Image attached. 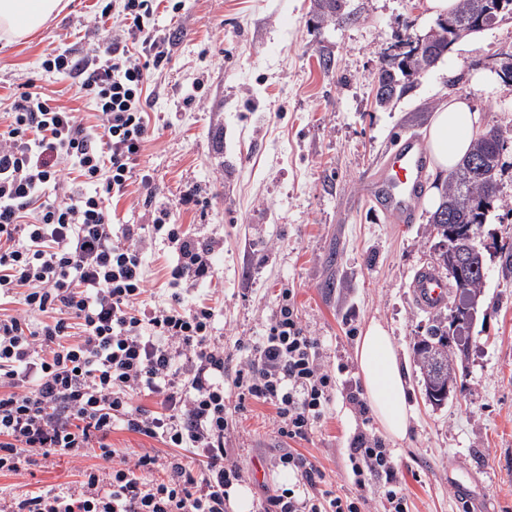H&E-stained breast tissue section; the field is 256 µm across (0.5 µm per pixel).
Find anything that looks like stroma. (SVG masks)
<instances>
[{
    "instance_id": "obj_1",
    "label": "stroma",
    "mask_w": 512,
    "mask_h": 512,
    "mask_svg": "<svg viewBox=\"0 0 512 512\" xmlns=\"http://www.w3.org/2000/svg\"><path fill=\"white\" fill-rule=\"evenodd\" d=\"M95 0H67L46 27L22 42L0 38V115L18 85L33 83L58 105L94 123V105L70 82L46 72L53 49L90 51L105 34L75 32ZM352 20L316 26L313 0H169L151 21L169 35L170 62L149 99L158 120L135 167L151 193L134 189L111 201L115 232L151 223L168 209L173 223L202 239L224 242L203 295L214 307L215 335L224 339L232 382L237 339L262 335L277 297L294 293L303 327L322 341L320 361L336 380L335 399L308 439L289 442L274 431L270 406L230 411L226 439L244 468L253 502L265 488L307 489L277 470L284 449L304 454L323 475L322 489L356 491L347 448L362 422L349 401L365 388L354 349L361 329L382 323L393 336L414 409L403 441L384 439L396 464L408 512H512V82L496 79L474 90L472 77L493 71L512 54V17L451 46L411 89L385 107L375 102L374 76L388 61L395 36L427 34L436 21L423 0H348ZM332 51V71L319 65ZM196 92L203 106L186 104ZM472 96L485 126H498L503 168L497 200L480 232L488 279L457 371V390L439 409L425 401L413 360L431 313L410 293L416 273L432 266L430 211L416 202V220L400 224L361 190L400 136H425L435 109L449 96ZM196 192L197 206L179 202ZM72 464L38 462L26 478L0 475L16 494L74 481Z\"/></svg>"
}]
</instances>
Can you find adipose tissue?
<instances>
[{
  "label": "adipose tissue",
  "instance_id": "1",
  "mask_svg": "<svg viewBox=\"0 0 512 512\" xmlns=\"http://www.w3.org/2000/svg\"><path fill=\"white\" fill-rule=\"evenodd\" d=\"M65 7L64 0H0V36L21 42L43 28ZM482 127L481 114L470 99L453 97L434 112L427 139L433 167L452 170L468 154ZM360 376L382 430L395 440L409 431L413 408L392 336L380 323H370L355 349Z\"/></svg>",
  "mask_w": 512,
  "mask_h": 512
}]
</instances>
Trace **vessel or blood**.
<instances>
[{
  "label": "vessel or blood",
  "mask_w": 512,
  "mask_h": 512,
  "mask_svg": "<svg viewBox=\"0 0 512 512\" xmlns=\"http://www.w3.org/2000/svg\"><path fill=\"white\" fill-rule=\"evenodd\" d=\"M429 163L428 151L418 136L401 139L386 152L376 172L368 176L365 193L399 223H412L414 202ZM411 288L416 304L425 311H437L448 301V283L434 270L417 271Z\"/></svg>",
  "instance_id": "1"
}]
</instances>
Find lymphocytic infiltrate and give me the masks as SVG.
Listing matches in <instances>:
<instances>
[{
    "instance_id": "lymphocytic-infiltrate-1",
    "label": "lymphocytic infiltrate",
    "mask_w": 512,
    "mask_h": 512,
    "mask_svg": "<svg viewBox=\"0 0 512 512\" xmlns=\"http://www.w3.org/2000/svg\"><path fill=\"white\" fill-rule=\"evenodd\" d=\"M162 0H114L94 11L107 34L102 50L48 54L45 69L72 81L95 105L97 124L16 91L0 131V298H17L0 317V473L24 475L34 457L96 464L61 489L16 496L0 489V512H225L243 467L224 446V342L215 310L188 299L214 274L220 240L201 241L158 211L151 229L171 244L168 292L153 300L136 224L112 232L108 199L126 196L148 137L150 72L169 61L150 22ZM64 187L49 200V186ZM232 382L239 401L271 406L279 436L304 439L324 417L336 381L319 362V339L301 326L291 289L279 295L264 335L236 341ZM155 401L154 408L142 398ZM153 439L168 454L126 455L115 427ZM192 449V471L178 451ZM357 487L384 478L388 512H408L382 442L359 433L348 453ZM279 467L314 495H268L259 512H362L363 495L318 491L319 470L293 450Z\"/></svg>"
}]
</instances>
